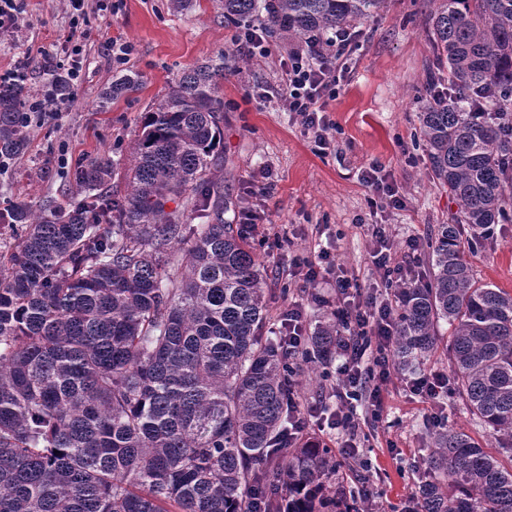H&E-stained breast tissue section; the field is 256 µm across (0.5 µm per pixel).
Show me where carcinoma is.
Wrapping results in <instances>:
<instances>
[{"label":"carcinoma","instance_id":"1","mask_svg":"<svg viewBox=\"0 0 512 512\" xmlns=\"http://www.w3.org/2000/svg\"><path fill=\"white\" fill-rule=\"evenodd\" d=\"M384 2L223 0L224 21L262 11L269 35L305 39L353 29ZM427 36L437 73L420 130L458 211L437 230L428 277L397 292L392 357L407 370L443 351L473 419L512 438V294L478 282L463 256L512 211V0H438ZM223 80L220 52L143 113L130 163L104 153L65 168L76 203L0 210L23 231L0 249V512H251L255 499L265 512H336L333 450L288 442L297 367L263 336L268 267L248 225L224 219L232 199L210 191ZM138 85L119 73L105 100ZM32 99L24 82L0 84V176L41 125ZM189 208L212 221L185 223ZM339 336L335 315L319 322L301 352L310 369ZM428 468L424 512H512V468L467 433L435 431Z\"/></svg>","mask_w":512,"mask_h":512}]
</instances>
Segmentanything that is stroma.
<instances>
[{"label":"stroma","mask_w":512,"mask_h":512,"mask_svg":"<svg viewBox=\"0 0 512 512\" xmlns=\"http://www.w3.org/2000/svg\"><path fill=\"white\" fill-rule=\"evenodd\" d=\"M23 2L22 29L0 37V70L13 67L27 45H62L69 30L64 0ZM434 7V0H388L382 15L359 24L348 73L328 105L327 117L335 128L323 151L274 95L280 62L298 47V40H269L265 58L252 63L236 49L237 29L225 25L219 0H193L180 13L171 10L170 0H118L106 17L89 10V64L75 89L78 103L35 128L28 154L0 188V209L9 199H51L63 205L75 198L61 166L111 150L129 154L140 115L162 98L184 68L220 53L225 64L220 85L224 149L212 182L233 197L237 212L261 210L270 221L254 239L261 259L273 270L268 281L272 315L298 303L310 332L318 316L342 306L331 283L305 288L290 268L293 258L312 256L319 245L328 247L337 263L358 279L363 294L386 298L363 225H390L399 256L409 238L419 237L413 267L423 277L438 226L450 223L458 210L427 166L418 121V98L431 58L425 24ZM115 39L134 46L126 64L112 61L110 43ZM121 70L137 74L139 86L102 103L103 92ZM375 163L383 166L403 207L392 208L362 183V171ZM256 185L263 187V196L252 195ZM464 258L478 281L512 293V221L496 225L492 239ZM283 290L288 293L284 299L279 296ZM409 378L408 372L395 371L381 421H373L367 411L359 414L357 456L368 463V488L381 512H407L416 497L435 421L463 430L492 456L508 458L502 441L473 421L455 393L431 408L407 389Z\"/></svg>","instance_id":"35a3bbf8"}]
</instances>
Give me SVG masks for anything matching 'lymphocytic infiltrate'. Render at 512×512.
Wrapping results in <instances>:
<instances>
[{
  "label": "lymphocytic infiltrate",
  "instance_id": "obj_1",
  "mask_svg": "<svg viewBox=\"0 0 512 512\" xmlns=\"http://www.w3.org/2000/svg\"><path fill=\"white\" fill-rule=\"evenodd\" d=\"M354 42L351 31L339 30L317 40H305L280 63L279 101L286 111L301 116L304 125L315 130L323 143L327 142L331 128L325 115L328 102L343 77L345 59ZM366 231L372 244L373 263L384 287L406 286L412 278L411 268L396 259L385 225L371 224ZM304 266L306 285L329 278L337 293L347 298L345 307L336 313L344 335L336 345V355L341 360L335 388L339 404L329 417L328 427L348 432L342 455L351 458L355 455L351 436L357 429L356 402L367 403L376 421L382 419L386 408L393 376L389 351L394 339L396 307L392 301L355 293L352 278L335 263L327 249H320L316 260L305 261Z\"/></svg>",
  "mask_w": 512,
  "mask_h": 512
}]
</instances>
